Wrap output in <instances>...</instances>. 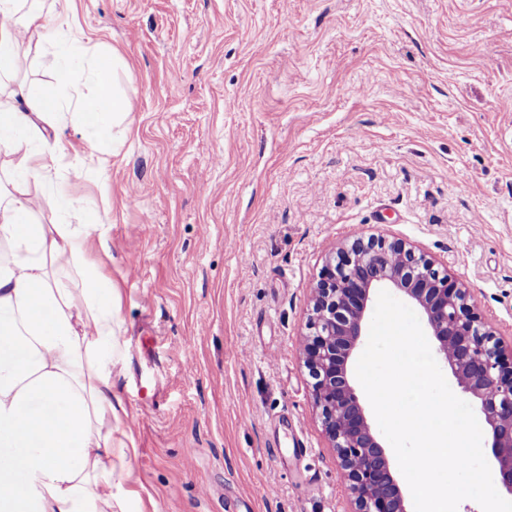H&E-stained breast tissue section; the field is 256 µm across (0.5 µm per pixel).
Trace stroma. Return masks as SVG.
Returning a JSON list of instances; mask_svg holds the SVG:
<instances>
[{"label": "stroma", "instance_id": "1", "mask_svg": "<svg viewBox=\"0 0 512 512\" xmlns=\"http://www.w3.org/2000/svg\"><path fill=\"white\" fill-rule=\"evenodd\" d=\"M73 27L124 57L128 130L66 129L26 190L41 223L71 197L112 226L131 512H350L309 289L349 236L399 238L512 342V0H75L13 87L53 84Z\"/></svg>", "mask_w": 512, "mask_h": 512}]
</instances>
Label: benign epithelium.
<instances>
[{"mask_svg": "<svg viewBox=\"0 0 512 512\" xmlns=\"http://www.w3.org/2000/svg\"><path fill=\"white\" fill-rule=\"evenodd\" d=\"M381 287L419 312L438 359L488 426L494 480L512 496V358L475 312L468 289L427 255L401 239L355 235L310 287L312 313L301 340L313 402L348 481L354 512H407L350 369Z\"/></svg>", "mask_w": 512, "mask_h": 512, "instance_id": "obj_1", "label": "benign epithelium"}]
</instances>
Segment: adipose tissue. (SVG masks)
<instances>
[{
	"mask_svg": "<svg viewBox=\"0 0 512 512\" xmlns=\"http://www.w3.org/2000/svg\"><path fill=\"white\" fill-rule=\"evenodd\" d=\"M46 0H0V512H130L117 489L128 475L127 410L114 391L125 366L120 305L88 249L108 251L111 227L43 224L22 189L47 177L75 127L94 146L120 139L131 110L111 89L120 55L88 52L73 32L54 87L36 96L10 88L20 72V27L43 18ZM92 86V96L82 89ZM73 91L62 111L58 89Z\"/></svg>",
	"mask_w": 512,
	"mask_h": 512,
	"instance_id": "obj_1",
	"label": "adipose tissue"
}]
</instances>
